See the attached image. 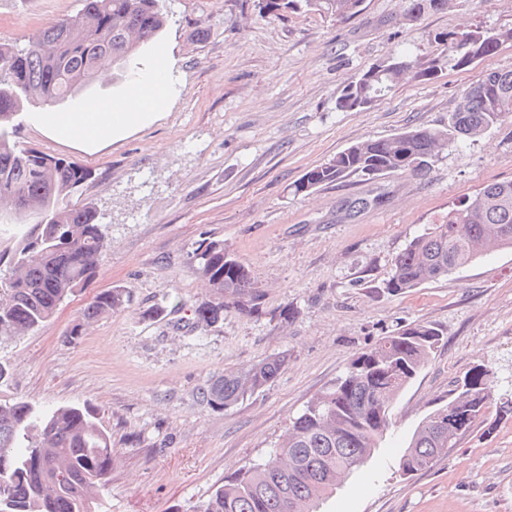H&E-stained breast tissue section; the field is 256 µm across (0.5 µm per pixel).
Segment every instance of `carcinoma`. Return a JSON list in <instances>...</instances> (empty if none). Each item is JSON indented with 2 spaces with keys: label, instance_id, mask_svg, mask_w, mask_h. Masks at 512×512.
<instances>
[{
  "label": "carcinoma",
  "instance_id": "obj_1",
  "mask_svg": "<svg viewBox=\"0 0 512 512\" xmlns=\"http://www.w3.org/2000/svg\"><path fill=\"white\" fill-rule=\"evenodd\" d=\"M73 17L57 22L23 47L0 45V198L16 209L0 235L13 245L0 250V336L38 329L61 304L97 276L107 246L96 207L74 200L93 178L84 166L25 147L16 141L13 117L24 105L49 108L77 97L92 82L105 56L124 69L163 30L159 0H81ZM363 0H257L262 14L275 17L300 6L349 18ZM447 0H408L416 14L438 11ZM440 52L425 63L400 55L350 81L337 100L343 112L371 107L412 74L432 79L438 71H468L512 42V28L477 26L435 37ZM470 99L464 133L450 122L404 130L385 139H365L308 170L293 185L302 193L357 174L427 171L448 144L474 139L512 118V70L485 72L463 89ZM512 248V180L487 183L448 212V219L413 239L399 253L385 282L388 293H407L465 267L491 251ZM197 272L215 295L195 303L198 327L224 320L232 307L262 313L249 269L222 240L203 241L192 255ZM129 302L115 286L97 293L83 321L68 336L78 339L84 322L116 313ZM441 341L430 324L411 325L381 337L359 353L349 368L302 414L291 421L268 458L239 471L215 488L199 512H320V503L369 459L388 430L389 407L428 363ZM285 357L272 355L213 379L202 392L206 404L229 409L263 389L281 371ZM493 381L476 366L454 382L448 404L417 427L400 460L409 478L443 455L448 443L473 432L494 405ZM112 475L110 436L97 412L85 405L43 410L24 400L0 403V512H96L98 496Z\"/></svg>",
  "mask_w": 512,
  "mask_h": 512
}]
</instances>
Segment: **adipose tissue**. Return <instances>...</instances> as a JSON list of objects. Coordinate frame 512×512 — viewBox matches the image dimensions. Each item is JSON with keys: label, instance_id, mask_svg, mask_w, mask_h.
I'll use <instances>...</instances> for the list:
<instances>
[{"label": "adipose tissue", "instance_id": "ef3b65f1", "mask_svg": "<svg viewBox=\"0 0 512 512\" xmlns=\"http://www.w3.org/2000/svg\"><path fill=\"white\" fill-rule=\"evenodd\" d=\"M171 77L172 65L161 57L112 107L94 104L83 112H41L36 121L46 131L82 144L119 139L154 120L156 105L170 93Z\"/></svg>", "mask_w": 512, "mask_h": 512}]
</instances>
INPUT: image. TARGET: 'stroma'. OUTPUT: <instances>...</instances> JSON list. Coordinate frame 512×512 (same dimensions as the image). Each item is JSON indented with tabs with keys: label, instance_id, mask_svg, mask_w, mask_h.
<instances>
[{
	"label": "stroma",
	"instance_id": "1",
	"mask_svg": "<svg viewBox=\"0 0 512 512\" xmlns=\"http://www.w3.org/2000/svg\"><path fill=\"white\" fill-rule=\"evenodd\" d=\"M165 27L140 54L149 69L176 60L175 88L159 117L125 138L83 148L49 134L26 105L23 144L92 170L82 197L107 226L96 278L39 329L0 338L10 367L0 402L45 409L94 408L114 466L102 512H195L236 470L265 458L307 402L382 336L417 323L442 341L389 411L380 448L330 497L323 512H512V419L472 433L409 479L397 470L423 419L448 400L452 381L482 364L512 373V249L491 252L448 277L400 295L384 284L394 257L446 220L461 198L512 179V119L442 150L422 174H353L297 194L293 185L363 139L438 127L460 90L490 70H512V43L468 71L403 79L371 108L343 112L344 86L405 52L426 60L436 34L478 25L512 28V0H448L411 17L406 0H364L347 20L300 11L260 17L253 0H162ZM80 0H0V43L25 45L75 15ZM136 72L110 67L69 104L111 106ZM369 199L350 216L346 203ZM223 240L252 274L263 312L228 309L194 327L192 305L212 290L191 255ZM119 286L124 310L93 321L83 312ZM165 304L164 318H149ZM291 317H282V309ZM84 330L77 342L67 333ZM273 354L287 359L262 390L229 409L203 403L225 370Z\"/></svg>",
	"mask_w": 512,
	"mask_h": 512
}]
</instances>
